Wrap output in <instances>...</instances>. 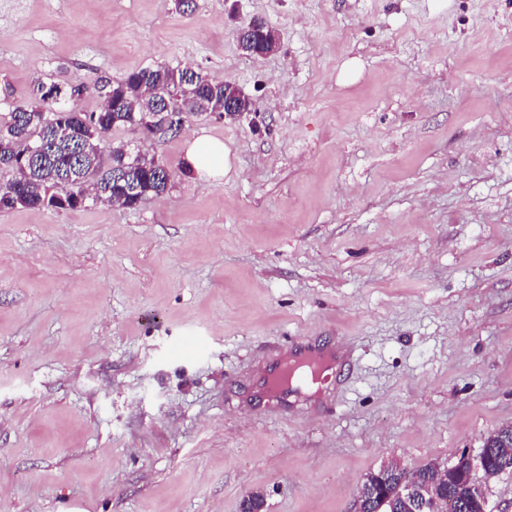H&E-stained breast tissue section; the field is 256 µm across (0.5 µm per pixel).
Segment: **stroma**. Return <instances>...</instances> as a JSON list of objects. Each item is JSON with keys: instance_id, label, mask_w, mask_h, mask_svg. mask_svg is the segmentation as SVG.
I'll list each match as a JSON object with an SVG mask.
<instances>
[{"instance_id": "stroma-1", "label": "stroma", "mask_w": 512, "mask_h": 512, "mask_svg": "<svg viewBox=\"0 0 512 512\" xmlns=\"http://www.w3.org/2000/svg\"><path fill=\"white\" fill-rule=\"evenodd\" d=\"M197 4L0 0V113L164 63L253 103L112 129L174 173L139 207L0 211V512H351L512 425V0ZM202 136L224 178L187 169ZM292 336L353 375L253 403ZM262 21L253 20L239 32V45L246 56L258 57V52L265 49L263 33L266 31Z\"/></svg>"}]
</instances>
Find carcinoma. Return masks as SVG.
I'll use <instances>...</instances> for the list:
<instances>
[{
    "label": "carcinoma",
    "instance_id": "cac0c4a2",
    "mask_svg": "<svg viewBox=\"0 0 512 512\" xmlns=\"http://www.w3.org/2000/svg\"><path fill=\"white\" fill-rule=\"evenodd\" d=\"M263 22L254 20L239 32L242 52L258 56L264 49ZM38 100L0 115V165L14 171L9 181L0 183V210L17 206L69 210L77 208L76 195H85L93 203H116L135 208L164 193L172 172L153 156L132 152L126 145L110 148L111 165L102 167L100 147L106 134L116 127L138 126L144 121L160 122L168 113L186 112L189 117L216 114L224 109L253 111L252 101L236 87L214 81L193 68L181 64L144 67L116 81L64 91L56 86L38 85ZM97 94L104 104L97 112L85 114L66 105V98ZM38 134L46 151L23 155L30 133ZM484 453L503 465L488 472L492 480L506 469L512 475V430L503 427L486 437ZM376 471H371L359 487L361 512H421L422 500H405V488L435 486L438 496L458 506V512H484L486 496L475 488L467 474L459 469L448 472L447 479L436 480L437 470L426 465L409 471H388L379 486H374Z\"/></svg>",
    "mask_w": 512,
    "mask_h": 512
}]
</instances>
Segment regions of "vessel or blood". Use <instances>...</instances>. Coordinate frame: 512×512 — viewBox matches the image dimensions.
<instances>
[{
  "label": "vessel or blood",
  "instance_id": "b4317fda",
  "mask_svg": "<svg viewBox=\"0 0 512 512\" xmlns=\"http://www.w3.org/2000/svg\"><path fill=\"white\" fill-rule=\"evenodd\" d=\"M338 369L335 348L296 340L266 368L261 396L274 408L308 399L311 387Z\"/></svg>",
  "mask_w": 512,
  "mask_h": 512
}]
</instances>
